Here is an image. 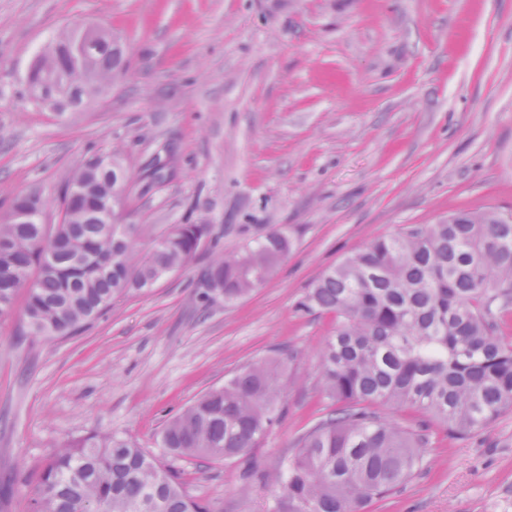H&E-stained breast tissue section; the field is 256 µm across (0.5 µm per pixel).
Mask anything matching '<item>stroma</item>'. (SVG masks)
<instances>
[{
  "instance_id": "35a3bbf8",
  "label": "stroma",
  "mask_w": 512,
  "mask_h": 512,
  "mask_svg": "<svg viewBox=\"0 0 512 512\" xmlns=\"http://www.w3.org/2000/svg\"><path fill=\"white\" fill-rule=\"evenodd\" d=\"M81 22L118 36L127 69L55 119L26 81L33 56ZM131 176L123 223L208 224L183 269L113 301L65 338L0 319V483L29 512L41 463L114 433L175 465L210 512L288 505L282 464L324 415L320 351L334 320L301 306L371 240L457 210L512 216V0H0V219L38 196L57 221L83 161ZM294 248L237 303L205 273L260 232ZM280 363L279 419L257 448L171 461L166 422L257 360ZM415 475L361 512H512V410L463 436L428 414Z\"/></svg>"
}]
</instances>
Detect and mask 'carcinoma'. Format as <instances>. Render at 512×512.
Wrapping results in <instances>:
<instances>
[{
  "label": "carcinoma",
  "mask_w": 512,
  "mask_h": 512,
  "mask_svg": "<svg viewBox=\"0 0 512 512\" xmlns=\"http://www.w3.org/2000/svg\"><path fill=\"white\" fill-rule=\"evenodd\" d=\"M76 30L62 32L32 63L57 84L89 92L74 65ZM98 88L126 70L123 51L103 45L92 62ZM87 160L63 190V219L0 222V317L19 296L36 336L66 337L112 301L153 287L194 257L207 224H175L137 253L145 226L105 214L113 187L128 181L123 161ZM294 247L288 233L250 238L209 266L233 304L261 287ZM302 307L334 315L322 349L330 410L299 441L279 482L287 512H358L416 470L421 430L381 418L389 404L423 411L452 432L483 427L512 408V220L493 211L457 212L379 237L326 272ZM279 366L258 360L170 420L160 446L174 459L221 462L260 445L278 416ZM29 512H207L147 451L115 434L91 433L42 465Z\"/></svg>",
  "instance_id": "1"
}]
</instances>
